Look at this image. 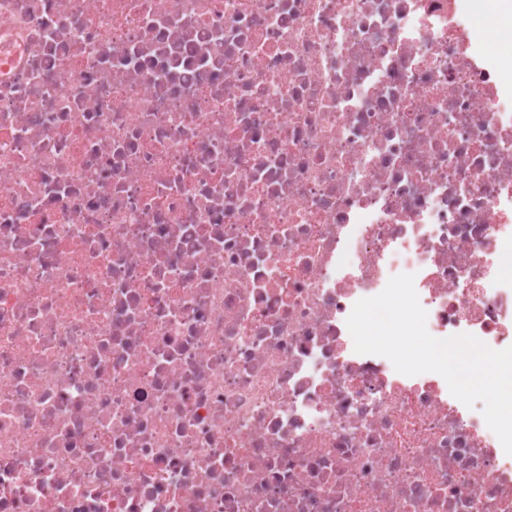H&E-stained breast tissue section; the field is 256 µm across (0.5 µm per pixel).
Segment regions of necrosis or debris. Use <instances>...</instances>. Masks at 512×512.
<instances>
[{
    "label": "necrosis or debris",
    "mask_w": 512,
    "mask_h": 512,
    "mask_svg": "<svg viewBox=\"0 0 512 512\" xmlns=\"http://www.w3.org/2000/svg\"><path fill=\"white\" fill-rule=\"evenodd\" d=\"M512 55L460 0H0V512H512L434 372L512 346Z\"/></svg>",
    "instance_id": "4bbe7bcc"
}]
</instances>
